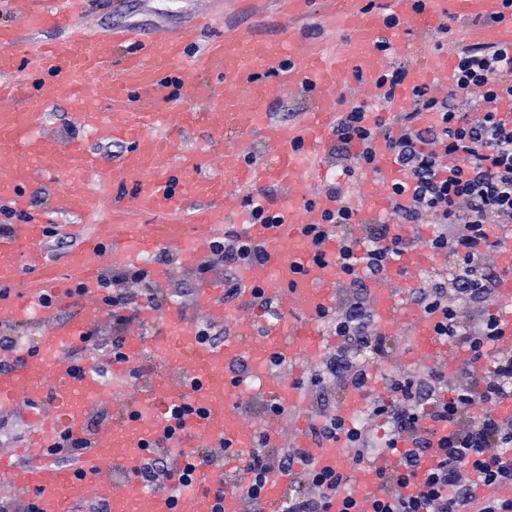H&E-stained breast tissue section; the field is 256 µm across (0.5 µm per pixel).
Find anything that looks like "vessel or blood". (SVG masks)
I'll return each mask as SVG.
<instances>
[{"mask_svg":"<svg viewBox=\"0 0 512 512\" xmlns=\"http://www.w3.org/2000/svg\"><path fill=\"white\" fill-rule=\"evenodd\" d=\"M13 15L33 30L66 29L69 38L26 61H19L16 28L0 27V202L26 214L0 236V325L39 323L33 346L21 347L15 360L0 365V414L23 411L27 431L15 448L0 451V487L30 504L34 512H73L100 499L108 512H245L239 486L224 484L227 472L241 469L243 455L255 445L257 428L238 407L257 382L262 392L299 411L303 394L292 375L303 363L321 361L333 341L319 328V315L333 308L344 275L336 262L340 243L326 237L314 244L307 227L335 210L334 198L321 196L309 209L298 205L301 176L336 126V86L342 77L358 75L375 84L381 71L379 44L395 37L387 24L398 17L405 30L425 31L443 21L470 20L467 38L476 44L512 45V8L503 0H385V9L368 0H326L324 15L346 32V46L326 63L321 46L302 42L292 29L279 40L253 29L225 30L189 59L191 34L165 32L141 38L116 26L103 38L82 28L87 0H57L33 10V0H7ZM454 65L447 54L408 69L395 92L407 104L412 89L446 84ZM312 86L319 93L300 121L271 123L269 110L289 88ZM195 100L184 108L180 95ZM104 101L98 110L96 101ZM76 106L73 120L96 139L125 144L126 151L108 163L81 139H58L47 130L49 105ZM206 129L212 137L233 134L234 148L224 153V174L212 177L200 166L178 160L176 144L187 133ZM268 154L250 159L254 141ZM66 182L58 211L77 216L59 225L60 233L81 240L58 274L46 251L50 222L30 211L29 188L47 178ZM404 173L385 146L375 150L374 173L363 197L366 210L388 205L390 188ZM129 190L130 206L112 209L107 234H81L80 219L98 212L96 184ZM277 185L288 203L276 223H251L231 200L238 187ZM158 215V224H133L130 215ZM238 226L261 245L265 261L237 271L238 301L226 305L224 285L215 278L197 291L191 307L159 315L142 305L137 333L126 337L124 360L113 362L112 378L102 381L98 359L85 351L89 332L103 325L109 312L100 304L99 281L107 265L135 266L157 248L175 251L182 265L200 264L213 238L225 225ZM504 274L498 288L501 333L496 347L512 350V242L499 250ZM441 258L425 247L404 250L386 274L371 285L372 307L379 329L396 321L411 328L415 354L411 365L456 368L461 358L433 330V321L405 303L406 272L439 265ZM264 297L287 299L288 312L260 334L245 332L223 345L202 340L196 317L214 321L242 317L256 309L254 290ZM87 302L75 318L61 319L73 296ZM280 371H273V364ZM111 404L110 413L91 422L93 403ZM310 419L296 422L295 444L307 452L316 469L353 470L338 443L309 440ZM84 442L72 462L52 457L62 437ZM173 451L178 464L194 467L192 482L152 490L138 474L151 449ZM400 453H389L356 472L355 496L360 512H372L380 495L379 471L400 467ZM294 476L270 471L261 499L265 512H279Z\"/></svg>","mask_w":512,"mask_h":512,"instance_id":"vessel-or-blood-1","label":"vessel or blood"}]
</instances>
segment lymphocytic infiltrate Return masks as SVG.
Listing matches in <instances>:
<instances>
[{
	"label": "lymphocytic infiltrate",
	"mask_w": 512,
	"mask_h": 512,
	"mask_svg": "<svg viewBox=\"0 0 512 512\" xmlns=\"http://www.w3.org/2000/svg\"><path fill=\"white\" fill-rule=\"evenodd\" d=\"M452 90L444 97L432 95L429 86L413 88L414 109L367 125L366 105L342 113L334 134L339 152L354 151L355 166L344 167L353 176L356 167L373 166L374 143L384 138L387 148L406 173L391 187L389 220L369 224L364 238L353 237L351 227L358 212L347 204L341 184L329 186L336 210L323 224L309 227L314 241L335 234L341 243L337 260L345 274L349 299L344 307L329 309L321 320L341 344L333 354L312 364L303 388L316 390L328 382L341 389H369L374 378L361 350L383 353L387 338L379 330L367 294V280L385 274L413 239L399 232L403 224H430L425 241L435 254L455 269L451 279L433 280L408 291L406 300L435 317L434 331L468 359L456 378L436 365L410 373L385 375L386 396L374 397L358 419L348 421L337 413L324 414L312 425L316 442L338 441L355 464L361 465L395 450L402 435L414 441L402 454V468L382 474L384 495L373 512H512V501L477 499L479 485L512 483V420L497 417L494 405L512 398V351L499 352L496 315L486 313L500 278L487 258L490 247L488 215L500 226L512 225V119L499 110L512 102V48L500 45H464L455 51ZM470 96L459 108L458 92ZM436 113L433 126L420 127L418 116ZM261 247L239 231L225 230L211 244L201 270L222 262L239 267L263 263ZM148 273L129 267L104 275L100 286L105 303L112 306L118 325H129L124 287H145ZM445 422L453 433L444 439L437 461L422 469L429 450L426 420ZM299 470L303 494L289 499L287 512H326L331 499H339L340 512H358L353 477L345 472L315 469L300 448H273L266 430H258L256 446L245 466L246 497L259 502L270 469ZM415 492H408L411 479Z\"/></svg>",
	"instance_id": "lymphocytic-infiltrate-1"
}]
</instances>
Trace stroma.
<instances>
[{
	"instance_id": "35a3bbf8",
	"label": "stroma",
	"mask_w": 512,
	"mask_h": 512,
	"mask_svg": "<svg viewBox=\"0 0 512 512\" xmlns=\"http://www.w3.org/2000/svg\"><path fill=\"white\" fill-rule=\"evenodd\" d=\"M323 4L314 0L308 11L292 21L305 41L325 44L329 49H339L344 41V31L331 27L322 19ZM84 23L90 35H106L112 26L122 25L137 33L180 31L194 29L192 49H199L212 35L225 28L239 25L250 26L257 34L266 38H277L281 20L271 0H262L260 6L248 4L247 0H89ZM436 30L404 33L400 42L382 55L384 70L398 64L422 65L434 56L437 50ZM234 137L212 139L205 130H198L182 138L177 151L181 158L201 165L204 173L220 175L224 172L221 152L233 147ZM327 172L323 179L307 182L308 198L325 194L327 187L340 183L349 198L360 199L366 188L363 175L346 177L342 173L343 160L336 156L335 145L326 151ZM168 265L171 275L165 285L154 286L158 297V309L167 313L175 307L189 305L204 278L197 268L180 266L177 259H165L163 252H156L144 260V268ZM389 342L385 356L363 353L362 358L370 363L373 372L405 368L408 358L410 329L405 322H397L388 330Z\"/></svg>"
}]
</instances>
